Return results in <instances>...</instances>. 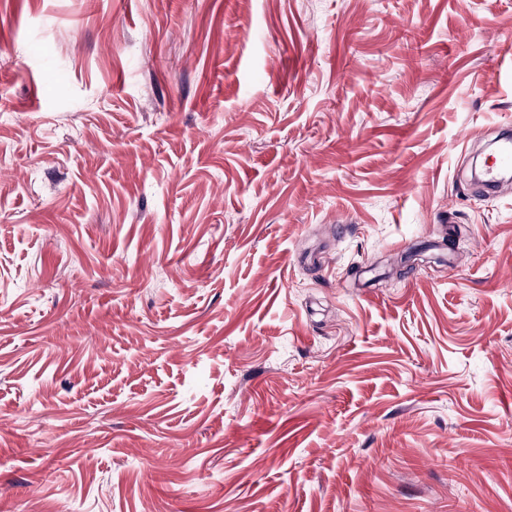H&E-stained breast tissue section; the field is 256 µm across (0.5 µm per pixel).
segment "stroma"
I'll return each instance as SVG.
<instances>
[{"label": "stroma", "instance_id": "stroma-1", "mask_svg": "<svg viewBox=\"0 0 512 512\" xmlns=\"http://www.w3.org/2000/svg\"><path fill=\"white\" fill-rule=\"evenodd\" d=\"M511 43L512 0H0V512H512V188L462 151Z\"/></svg>", "mask_w": 512, "mask_h": 512}]
</instances>
